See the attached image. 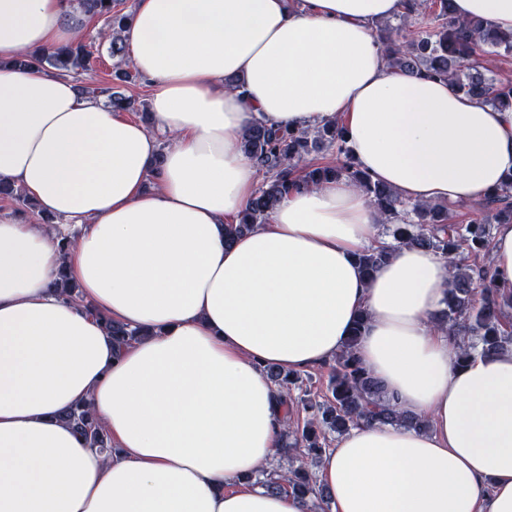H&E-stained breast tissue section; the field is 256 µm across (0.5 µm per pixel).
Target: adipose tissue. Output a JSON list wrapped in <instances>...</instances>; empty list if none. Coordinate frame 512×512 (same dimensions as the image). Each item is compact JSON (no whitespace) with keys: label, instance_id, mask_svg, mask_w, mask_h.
Instances as JSON below:
<instances>
[{"label":"adipose tissue","instance_id":"ef3b65f1","mask_svg":"<svg viewBox=\"0 0 512 512\" xmlns=\"http://www.w3.org/2000/svg\"><path fill=\"white\" fill-rule=\"evenodd\" d=\"M512 32V0H454ZM403 0H136L120 37L153 128L16 58L74 41L69 0H0V179L59 224L0 209V512H305L245 478L279 448L263 371L364 366L423 430L360 425L324 456L331 512H512V351L453 366L436 252L358 256L381 219L341 179L290 192L224 242L260 181L254 122L343 125L356 165L410 204L483 198L512 175V111L388 67L375 22ZM77 228L67 250L59 240ZM84 299L60 297V275ZM145 335L116 349L105 323ZM87 405L88 447L60 415ZM395 248V245L388 244L376 249L364 251L359 257V262L365 273L368 276L371 275L381 264L385 263L392 256Z\"/></svg>","mask_w":512,"mask_h":512}]
</instances>
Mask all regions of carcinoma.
<instances>
[{
  "mask_svg": "<svg viewBox=\"0 0 512 512\" xmlns=\"http://www.w3.org/2000/svg\"><path fill=\"white\" fill-rule=\"evenodd\" d=\"M434 24L408 29L405 25L379 26L387 63L396 71L426 73L448 79L457 91L485 104L512 109V84L496 81L488 66L478 61V53L512 55V33L493 30L479 17L460 19L453 0H432ZM119 0H75L77 11L103 21L99 37L109 41L111 57L125 59L126 45L119 32L129 15L119 9ZM96 38H79L54 50L36 53L19 61L21 66L38 65L62 74L94 71ZM107 95V106L114 112L130 111L133 103L110 88H94L90 94ZM241 148L262 173L263 179L238 223L224 227V242L265 223L281 199L298 183L318 186L346 177L370 198L383 223L391 227L395 243L367 250L359 257L366 274H372L393 254L395 245L427 247L446 259L450 273V299L438 318L446 329L456 364L475 354L512 351V288L495 285L492 263L469 264L464 253H491L492 225L512 224V175L494 193L474 202L452 207L444 204L404 202L391 188L372 182L355 164L345 146L342 126L326 121L314 128L293 131L286 127L253 124L244 134ZM330 151L326 162L312 158ZM0 199L33 207L22 190L0 181ZM467 209L463 220L456 210ZM56 287L68 300L81 297L78 286L60 273ZM367 323L360 315L339 355L334 360L328 392L319 401L311 390V377L286 372L273 365L263 371L281 396L287 424L280 435L279 457L298 460L288 473L262 468L247 482L276 492L292 493L310 501V507L326 503L314 466L329 450L331 436L342 435L361 423L398 425L422 429L426 420L401 411L382 383L363 366L358 345ZM106 328L120 348L138 340L143 333L110 319ZM83 442L91 448H111L110 438L85 406H75L62 415Z\"/></svg>",
  "mask_w": 512,
  "mask_h": 512,
  "instance_id": "1",
  "label": "carcinoma"
}]
</instances>
